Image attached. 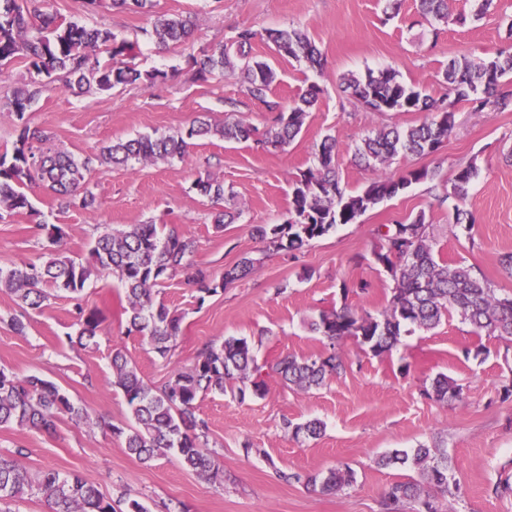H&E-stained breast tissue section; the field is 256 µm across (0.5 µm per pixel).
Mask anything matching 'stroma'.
Segmentation results:
<instances>
[{"label": "stroma", "instance_id": "35a3bbf8", "mask_svg": "<svg viewBox=\"0 0 512 512\" xmlns=\"http://www.w3.org/2000/svg\"><path fill=\"white\" fill-rule=\"evenodd\" d=\"M386 0H155L157 11L191 15V42L157 50L141 33L143 14L116 11L110 0L87 10L73 0H47L46 8L88 25H103L136 42L134 63L143 71L165 72L151 86H120L111 92L76 97L56 89L43 93L27 114L28 125L46 132L48 148L76 159L95 157L107 142L140 134L172 132L197 116L219 121L243 120L265 125L270 113L251 99L236 74L197 79L189 54L232 40L237 29L297 28L322 50L325 64L316 71L274 54L266 41L253 53L278 73L273 99L289 105L310 84L321 93L302 133L285 148L261 150L246 143L202 140L188 156L169 163L128 167L93 165L88 188L96 198L88 209L67 208L43 189L30 194L34 215L0 221V263L44 261L47 250L39 227L62 225L63 250L84 259L104 231L122 230L153 219L178 227L194 241L193 261L214 274L239 259H259L255 273L201 297L183 276L165 280L157 297L182 314L181 333L171 360L161 359L146 336L129 331L125 297L115 276L91 279L84 305L103 318L97 336L74 342V303L58 294L37 310L21 311L14 298L0 292V367L55 382L90 416L87 424L61 419L54 433L1 429L0 452L29 450L31 475L46 469L78 473L112 499L129 497L148 512H384L389 485L415 479L414 471L378 466L380 456L422 445L448 451L459 483L456 497L439 498L443 512H512V341L477 335L453 316L429 332L403 336L392 354L375 357L355 339L339 352L346 369L308 392L283 385L274 365L284 356L326 352L310 321L320 312L346 306L377 313L386 306L394 283L372 253L377 230L426 211L437 229L435 252L448 263H463L490 280L497 295H512V273L499 258L512 253V111H472L469 102L452 106L456 126L444 145L428 156L397 157L392 174L412 168L431 171V179L412 184L366 212L360 223L341 225L317 239L298 257L267 249L255 229L282 223L291 201V179L316 163L323 136L337 142L336 168L349 192L364 189L371 170L354 159L361 137L382 125L418 124V112L379 114L343 92L340 77L391 68L426 94L441 96L438 73L448 59L462 54L483 57L507 42L512 30V0H494L480 21L441 25L439 33L419 15L418 0H402L396 15ZM473 164L478 175L465 202L474 225L455 223L452 203L435 198L449 191L457 167ZM223 181L242 209L241 218L216 231L214 203L202 197L196 180ZM369 282L367 292L355 289ZM19 317L23 332L10 326ZM251 340L267 384L264 396L238 401L231 394L210 393L197 403L207 421V446L223 469L207 481L184 468L174 453L149 464L130 455L112 426H125L130 409L112 384V354L122 349L145 380L161 384L174 369L190 367L200 348L228 337ZM462 385V402L451 407L424 396L437 374ZM317 418L319 438L295 439L288 423ZM350 468L355 483L333 495L287 483L279 471L312 473Z\"/></svg>", "mask_w": 512, "mask_h": 512}]
</instances>
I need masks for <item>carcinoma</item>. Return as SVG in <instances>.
<instances>
[{
    "mask_svg": "<svg viewBox=\"0 0 512 512\" xmlns=\"http://www.w3.org/2000/svg\"><path fill=\"white\" fill-rule=\"evenodd\" d=\"M147 16L145 34L159 49L186 44L194 30L190 15L159 14L153 0H112ZM419 12L427 21L448 22V0H419ZM257 32L238 31L231 45L211 49L200 58L190 57L197 74L222 75L240 70L249 94L262 102L276 80L274 68L251 55ZM265 38L281 57L304 62L312 69L324 65V57L304 32L298 29H267ZM110 54L112 65L102 67L97 52ZM135 44L118 37L110 28L89 27L65 20L45 10V0H0V73L16 61L25 64L29 79L13 85L7 97L8 111L17 121V136L11 154H0V221L33 212L27 190L38 186L59 196L65 205L90 208L94 195L86 187L89 164L126 166L135 163L167 162L187 156L193 141L216 138L226 142H251L265 149L283 148L302 132L320 90L312 85L284 111L270 105L275 113L269 125L258 128L244 121L213 123L198 117L188 127L173 132H154L110 142L95 159L80 162L65 151H43L34 146L43 138L28 127L26 112L46 90L62 82L76 96L93 90L106 91L117 85H152L163 77L159 71L142 72L129 62ZM512 75V45L490 55L471 59L453 57L441 71L439 82L447 94L434 98L419 87L403 81L392 68L369 70L363 76L348 74L342 86L373 112H425L419 124L400 128L383 125L355 146L354 156L376 177L360 193L348 194L336 171V139L326 135L316 146L317 164L292 180L288 213L280 224L256 228L258 237L276 251H298L329 234L339 224H355L381 201L392 198L413 183L433 178L426 168H413L396 176L387 168L399 155L425 156L439 150L455 127V112L448 95L468 101L475 112L492 107L512 111V97L499 92L502 81ZM476 176L472 165L457 168L451 192L437 197L441 204L451 197L463 202ZM198 192L217 203L224 200V184L200 180ZM50 246L47 259L39 264L23 262L0 265V291L13 295L21 307L36 310L48 298L49 290L80 294L91 276L114 274L124 286L130 328L146 336L162 359L169 358L181 331L182 317L156 299L155 288L176 273L209 296L216 295L237 280L250 275L259 260L243 257L216 277L191 261L194 241L175 226L147 222L131 224L120 231H106L91 247L88 258L77 261L60 249L66 236L58 224H39ZM381 244L374 250L375 261L391 276L394 287L388 306L376 315L358 313L349 307L323 311L311 323V330L323 336L330 352L316 357L287 355L275 366V373L290 388L308 391L320 387L327 376L343 368L336 344L355 338L374 356L392 352L401 336L416 330L430 331L453 315L472 326L475 334L512 338V296H498L491 283L477 276L471 267L439 261L434 251L432 225L426 212L408 222H398L378 231ZM77 339L91 340L99 329L101 315L95 309L76 305ZM115 385L130 408L133 423L125 428L111 426L124 438L125 448L144 463L174 452L183 467L207 480H215L220 465L202 438L207 422L196 416L197 400L213 392H226L244 402L266 391L251 343L244 337H230L218 346L206 345L193 365L178 369L163 384L145 381L122 350L112 354ZM425 394L453 406L461 402L462 386L445 374L432 379ZM67 417L85 423L88 416L69 395L54 383L36 375L19 376L0 368V429L27 428L44 432L56 430ZM324 429L318 419L291 425L296 439H315ZM27 450L0 454V512H20L19 503L38 490L51 504V512H116L112 499L76 473L62 475L53 469L32 480L23 459ZM381 467L400 466L417 471L419 479L391 484L384 493L387 512H399L403 503L424 505L438 512L425 490L455 497L458 484L451 473L448 453L443 448L421 445L411 450L396 449L378 460ZM320 494H337L355 482L354 472L330 468L302 475L279 473Z\"/></svg>",
    "mask_w": 512,
    "mask_h": 512,
    "instance_id": "cac0c4a2",
    "label": "carcinoma"
}]
</instances>
